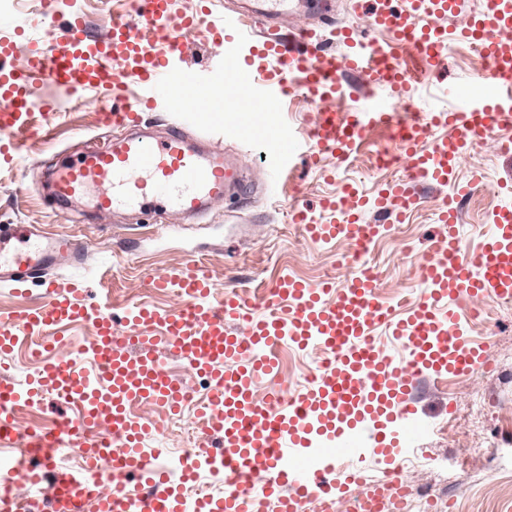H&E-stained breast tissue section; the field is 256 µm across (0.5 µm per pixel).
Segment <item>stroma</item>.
I'll list each match as a JSON object with an SVG mask.
<instances>
[{"mask_svg": "<svg viewBox=\"0 0 512 512\" xmlns=\"http://www.w3.org/2000/svg\"><path fill=\"white\" fill-rule=\"evenodd\" d=\"M352 2L330 0L325 8L321 0H302L295 16L283 21V30H314L324 38L327 51L345 53V46L332 36V28L350 27L359 33L368 30L365 19L352 10ZM127 10V0H58L54 27L59 32L65 30L71 15L79 11L86 17L90 34L100 38L109 32L113 16ZM40 11L41 0H0V38L14 42L16 57L24 56L28 41L43 38L36 22ZM486 68V62L468 44L455 43L447 71L436 78L424 76L417 83L413 99L416 112L424 114L447 106L449 90ZM193 108L197 122L187 127V135L212 138L230 157L242 160L253 187L251 196L211 205L200 223L179 220L171 227L153 216L124 210L112 212L99 223H85L89 206L84 197L71 206L53 205L42 194L48 167L67 163L73 151L84 144L101 148L112 144L114 131L104 125L100 103L91 93L71 111L37 116V130L21 148L14 168L0 170V225L38 224L91 240L96 248L81 268L65 264L59 273L68 276L77 270L85 274L97 271L101 256L111 255L113 266L105 276L113 299L118 301L132 298L160 307L175 306L176 297L150 292L144 282L148 275L177 267L191 255L206 260L220 283L235 280L256 285L283 274L312 283L326 274L343 278L348 270L349 242L311 239L290 223L288 211L298 202L317 215L322 199L338 194L344 185H354L360 193L371 196L386 181L400 177L402 165L381 168L376 163L380 153L398 154V145L390 135L368 132L361 150L343 165L328 157L317 166L296 159L286 184L279 186L270 178L277 164L273 153L277 133L282 128L290 130L301 150H309L317 103L300 93H290L267 124L258 122L245 99L224 108L216 97L198 98ZM509 140L512 128L495 130L457 168L456 181L460 184L468 182L472 171L482 175L463 208L465 247L479 244L489 213L512 205V193L506 191L512 186V155L499 150L500 144ZM446 193L443 187L424 189L417 209L404 223L390 224L382 231L373 253L378 259L384 297L417 293L412 271L437 237V208ZM481 304L495 310L497 316L488 326H475L472 339L485 348L487 362L496 369L449 379L443 387L434 381L422 386L416 402L418 420L429 430L418 445L431 463L404 470L414 493L442 490L453 502L448 512H512V445L491 448L492 434L486 431L466 448L453 430L444 427L451 416L462 421L481 419L474 404L480 396L499 400L502 407L512 410V310L501 311L502 301L494 296L484 297Z\"/></svg>", "mask_w": 512, "mask_h": 512, "instance_id": "1", "label": "stroma"}]
</instances>
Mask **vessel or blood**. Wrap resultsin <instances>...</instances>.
I'll use <instances>...</instances> for the list:
<instances>
[{"label": "vessel or blood", "mask_w": 512, "mask_h": 512, "mask_svg": "<svg viewBox=\"0 0 512 512\" xmlns=\"http://www.w3.org/2000/svg\"><path fill=\"white\" fill-rule=\"evenodd\" d=\"M361 2L369 27L391 31L395 41L363 42L342 28L338 35L349 48L342 58L307 30L293 34L295 46L287 48L278 21L294 0H262L253 10L265 39L247 56L237 47L252 41L253 32L228 16L208 23L196 13H176L173 0H136L131 14L114 18L110 36L99 42L89 39L84 17L75 16L57 47L29 43L19 63L12 44L0 42V166L14 164L33 132L34 114L54 107L32 96L40 82L56 84L69 99L95 89L105 101L134 82L141 96L103 114L115 127L132 126L160 99L191 114L192 99L205 96L210 85L176 62L188 50L190 35L201 34L224 55L225 85L262 87L254 106L273 109L294 90L319 103L309 160L327 155L348 161L370 130H386L399 142L405 174L375 200L350 185L327 200L326 209L342 214V221L311 224L306 210L291 209L293 222L308 233L345 238L355 255H366L380 228L361 223L359 207L371 202L381 215L405 216L424 184L447 185L476 144L495 128L512 125V0H485L457 35L440 20L464 12L466 0ZM456 36L478 47L490 72L458 88L454 108L414 114L406 97L417 77L408 56L443 69L444 47ZM350 71L386 87L387 96L371 97L352 112L337 111ZM440 125L448 135L433 134ZM400 160L385 154L380 163L389 167ZM91 188L94 219L119 207L156 204L192 222L209 203L242 192L245 181L240 163L221 149L198 146L174 126L158 140L115 137L110 149L90 151L52 174L57 200ZM437 220L446 232L428 250L416 298L386 301L377 278L357 271L317 285L283 275L255 298L241 287L219 286L211 270L191 258L148 277L153 291L176 293V306L127 304L118 318L88 297L83 279L51 274L60 260L79 262L88 242L30 224L0 228V281L21 288L36 280L44 289L41 303L0 309V357L28 342L38 363L28 387L21 388L0 360V447L21 445L28 458L22 470L0 473V512H13L9 491L21 480L48 484V512H82L91 498L98 512H264L263 500L244 492L258 480L264 499H275L276 512H304L314 497L332 512H376L384 495L402 491L405 481L396 467L378 481L368 458L411 454L409 422L420 380L444 372L473 374L485 363L482 349L469 339L462 307L485 295L512 299V210L494 212L471 250L459 239L457 207L442 202ZM85 324L93 327L92 336L78 355H63L66 333ZM160 339L208 385L207 400L196 412L208 441L181 469L192 476L200 467L219 466L223 495L184 501L167 470L145 457L142 435L155 422L137 415L136 407H158L171 419L184 409L185 386L165 372L155 350ZM285 346L318 351L321 361L297 394L276 391L258 401L256 386L277 376L275 352ZM401 347L406 356L398 355ZM47 394L73 407L75 417L59 415L47 430H21L20 411L41 404ZM96 428L105 429L107 440L91 437ZM60 448L80 449L88 472H103L106 489L58 468ZM133 480L146 486L143 496L127 492ZM352 485L358 493L351 499L345 491Z\"/></svg>", "instance_id": "b4317fda"}]
</instances>
